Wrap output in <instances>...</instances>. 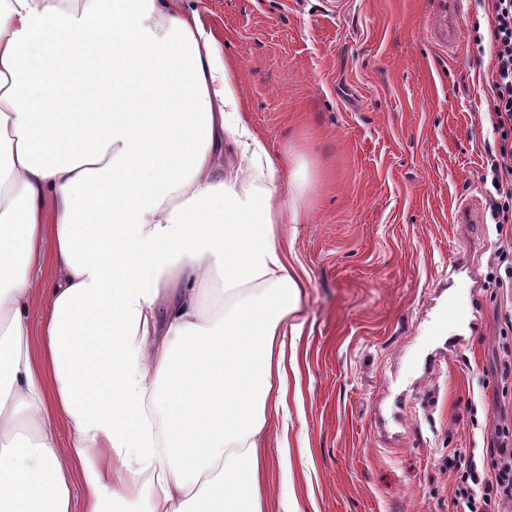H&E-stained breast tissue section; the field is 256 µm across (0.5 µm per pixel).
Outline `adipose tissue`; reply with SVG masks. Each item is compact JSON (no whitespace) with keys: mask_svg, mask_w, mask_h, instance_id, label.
I'll use <instances>...</instances> for the list:
<instances>
[{"mask_svg":"<svg viewBox=\"0 0 512 512\" xmlns=\"http://www.w3.org/2000/svg\"><path fill=\"white\" fill-rule=\"evenodd\" d=\"M100 63L91 112L75 86ZM240 109L188 0H0V512H72L76 478L85 512H264L301 212Z\"/></svg>","mask_w":512,"mask_h":512,"instance_id":"ef3b65f1","label":"adipose tissue"}]
</instances>
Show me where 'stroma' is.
Masks as SVG:
<instances>
[{
  "label": "stroma",
  "mask_w": 512,
  "mask_h": 512,
  "mask_svg": "<svg viewBox=\"0 0 512 512\" xmlns=\"http://www.w3.org/2000/svg\"><path fill=\"white\" fill-rule=\"evenodd\" d=\"M238 74L240 117L285 159L288 262L302 278L287 472L267 512H456L451 452L512 426L501 372L512 290L490 208L493 61L470 0L456 56L446 0H191ZM472 199L471 216L458 209ZM457 263L463 287L449 289ZM471 324L436 332L449 298Z\"/></svg>",
  "instance_id": "stroma-1"
}]
</instances>
